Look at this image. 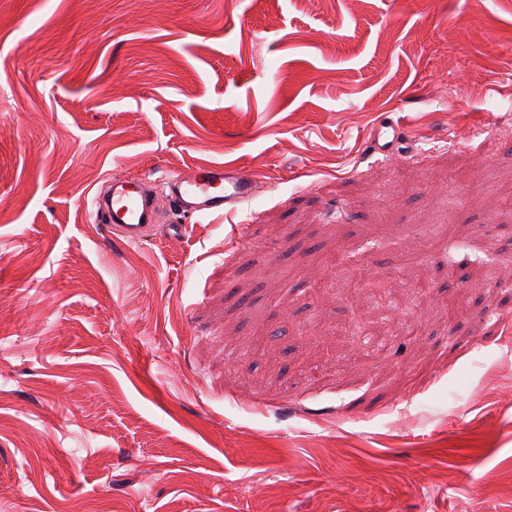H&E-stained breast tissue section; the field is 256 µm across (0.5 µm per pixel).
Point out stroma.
I'll return each mask as SVG.
<instances>
[{
    "instance_id": "obj_1",
    "label": "stroma",
    "mask_w": 512,
    "mask_h": 512,
    "mask_svg": "<svg viewBox=\"0 0 512 512\" xmlns=\"http://www.w3.org/2000/svg\"><path fill=\"white\" fill-rule=\"evenodd\" d=\"M207 165L243 219L95 223ZM448 253L512 267V0H0V512H512V281L416 342L343 287ZM402 136V129L393 121H387L374 130L372 137V154L385 159L395 158L397 145ZM151 182L146 177L113 176L111 194L97 195L91 201L95 221L108 224L129 245L147 242L158 215L157 198L148 189Z\"/></svg>"
}]
</instances>
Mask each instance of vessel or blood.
<instances>
[{"instance_id": "obj_1", "label": "vessel or blood", "mask_w": 512, "mask_h": 512, "mask_svg": "<svg viewBox=\"0 0 512 512\" xmlns=\"http://www.w3.org/2000/svg\"><path fill=\"white\" fill-rule=\"evenodd\" d=\"M402 136L399 125L388 121L377 127L372 137L375 155L391 159L397 155ZM165 197L175 209L187 214L237 213L253 200L257 182L248 173L233 166H211L190 176L165 174ZM145 177L113 176L112 192L94 197L93 214L98 223L108 225L127 244L147 242L157 223L158 202Z\"/></svg>"}]
</instances>
